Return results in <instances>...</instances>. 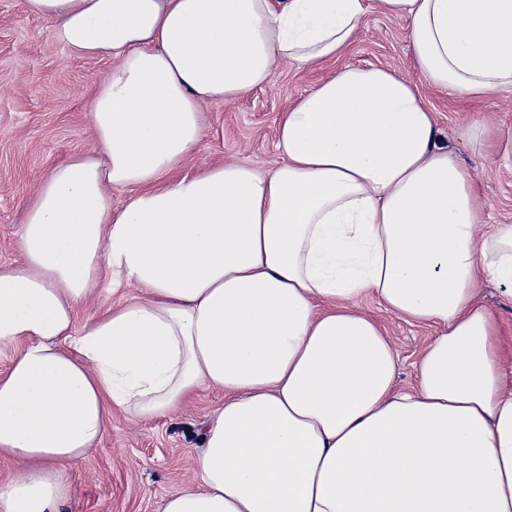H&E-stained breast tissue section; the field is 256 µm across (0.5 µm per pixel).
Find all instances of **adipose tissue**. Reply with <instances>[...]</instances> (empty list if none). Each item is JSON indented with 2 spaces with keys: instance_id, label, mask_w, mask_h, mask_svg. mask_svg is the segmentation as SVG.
I'll use <instances>...</instances> for the list:
<instances>
[{
  "instance_id": "1",
  "label": "adipose tissue",
  "mask_w": 512,
  "mask_h": 512,
  "mask_svg": "<svg viewBox=\"0 0 512 512\" xmlns=\"http://www.w3.org/2000/svg\"><path fill=\"white\" fill-rule=\"evenodd\" d=\"M26 8L114 65L90 106L99 156L42 180L0 265V462L22 470L0 512H61L113 412L169 416L205 388L224 402L158 512H512V336L480 288H512V224L486 223L418 87L338 67L283 112L274 168L181 172L204 104L337 58L375 9L407 22L427 84L512 88V0ZM106 272L136 295L77 327ZM365 295L433 328L413 388Z\"/></svg>"
}]
</instances>
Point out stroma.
<instances>
[{
    "mask_svg": "<svg viewBox=\"0 0 512 512\" xmlns=\"http://www.w3.org/2000/svg\"><path fill=\"white\" fill-rule=\"evenodd\" d=\"M52 26L51 20L30 15L25 0H0V264L20 259L19 231L40 181L73 156L97 151L87 112L97 80L113 62L69 56L51 39ZM347 64L385 66L420 84L441 134L473 177L487 223L512 224V168L502 156L479 154L460 140L462 127L482 123L493 126L503 143H512V90L468 102L421 85L406 22L376 11L338 59L308 68L283 62L266 86L230 102H208L204 135L184 173L226 160L274 167L282 112ZM357 303L384 324L399 354V385H414L413 364L431 329L408 324L373 296ZM223 401V392L204 390L166 418L113 413L99 447L71 466L72 495L62 512H157L162 498L192 479L199 425Z\"/></svg>",
    "mask_w": 512,
    "mask_h": 512,
    "instance_id": "stroma-1",
    "label": "stroma"
}]
</instances>
